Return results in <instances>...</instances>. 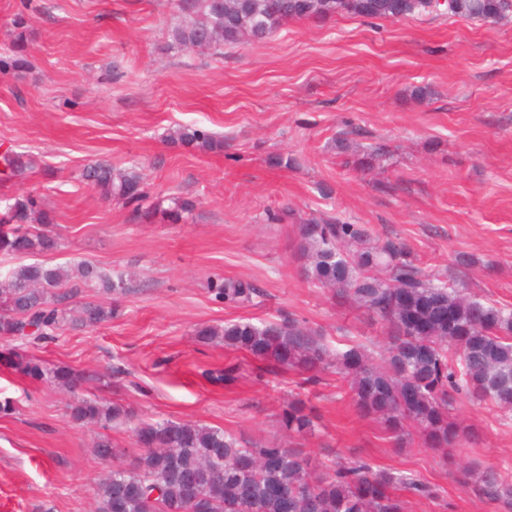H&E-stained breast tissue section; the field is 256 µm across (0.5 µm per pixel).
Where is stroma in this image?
Segmentation results:
<instances>
[{
    "mask_svg": "<svg viewBox=\"0 0 512 512\" xmlns=\"http://www.w3.org/2000/svg\"><path fill=\"white\" fill-rule=\"evenodd\" d=\"M22 9L30 67L0 73V153L30 155L35 166L0 180V197L30 192L53 211L61 245L38 261L85 260L123 274L130 290L80 295L111 305V321L15 343L48 367L84 373L78 394L28 382L0 359V400L15 405L0 415V512H93L109 468L93 455L99 427L70 417L74 396L133 409L132 424L111 432L124 448L133 423L157 418L282 441L279 415L295 394L317 415L302 442L311 464L364 457L438 486L431 501L405 495V512H505L459 481L468 464L512 475L505 412L459 399L455 413L475 443L398 448L341 395L335 375L300 392L295 371L267 373L198 331L288 316L329 344L384 350L381 325L310 284L294 254L299 222L325 215L401 241L423 268L512 308V18L295 20L257 43L198 50L169 37L181 21L175 0H0V53ZM417 86L427 98L412 97ZM186 125L223 138V152L172 143ZM343 133L353 149L383 146L382 167H346L333 147ZM276 154L294 165L273 166ZM97 161L136 166L150 201L195 198L193 217L139 222L132 206L82 179ZM218 277L261 294L226 305L208 291ZM228 368L227 382L203 376Z\"/></svg>",
    "mask_w": 512,
    "mask_h": 512,
    "instance_id": "35a3bbf8",
    "label": "stroma"
}]
</instances>
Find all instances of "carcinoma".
Wrapping results in <instances>:
<instances>
[{
	"label": "carcinoma",
	"instance_id": "obj_1",
	"mask_svg": "<svg viewBox=\"0 0 512 512\" xmlns=\"http://www.w3.org/2000/svg\"><path fill=\"white\" fill-rule=\"evenodd\" d=\"M181 23L171 31L185 48L207 44L216 49L242 40H262L290 20L360 17L397 20L432 13L429 0H176ZM512 12L508 0H455L448 17L496 23ZM13 56L0 59V72L27 68V19L13 21ZM171 140L202 152L224 150V139L205 129L186 126ZM384 151L374 145L357 150L345 165L362 174L381 167ZM23 155L3 156V179L23 174ZM83 177L107 199L134 206L147 222L161 214L173 223L192 217L197 202L174 197L144 205L141 173L134 167L116 171L108 163L88 166ZM55 223L33 194H18L0 207V253L33 254L60 247L42 230ZM298 259L306 261L309 282L342 302L364 310L386 331L388 345L374 358L361 345L330 348L321 333L293 318L249 320L202 329L198 335L219 338L265 362L270 371L294 369L297 385H315L331 373L347 383L354 406L376 420L399 448L419 438L424 448H448L472 436L453 414V394L512 411V309L499 307L445 276L426 274L401 242H380L362 224L335 218H310L298 225ZM122 295L129 286L121 274L76 261L51 267L20 264L0 275V339H51L64 327H91L112 319L110 306L86 303L71 315L70 301L86 290ZM214 299L244 305L259 296L256 285L231 278L208 283ZM8 365L38 381L50 377L74 392L83 376L70 369L51 370L38 359L21 357L11 348L0 352ZM76 422L107 430L130 421V408L77 399L69 405ZM315 415L300 398L281 414V426L293 439L314 434ZM137 452L127 467L112 469L97 484L94 512H189L185 489L196 487L206 512H405V501L393 490L402 487L432 500L439 489L423 479L380 469L363 459H334L311 468L299 448L280 443L253 444L220 428L193 421L159 419L134 427ZM103 463L121 459L128 449L104 433L95 445ZM136 481L140 495L127 485ZM489 501L512 506V477L486 469L463 483Z\"/></svg>",
	"mask_w": 512,
	"mask_h": 512
}]
</instances>
